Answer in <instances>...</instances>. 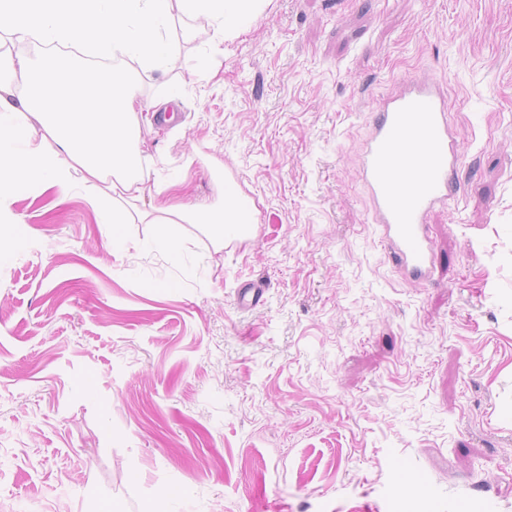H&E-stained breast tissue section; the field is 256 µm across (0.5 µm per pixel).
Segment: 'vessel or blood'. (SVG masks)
<instances>
[{"instance_id": "obj_1", "label": "vessel or blood", "mask_w": 512, "mask_h": 512, "mask_svg": "<svg viewBox=\"0 0 512 512\" xmlns=\"http://www.w3.org/2000/svg\"><path fill=\"white\" fill-rule=\"evenodd\" d=\"M448 103L428 81L409 83L374 110L362 175L374 222L396 267L407 277L430 276V213L454 199L460 153Z\"/></svg>"}]
</instances>
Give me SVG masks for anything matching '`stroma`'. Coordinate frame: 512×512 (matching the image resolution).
<instances>
[{
	"instance_id": "35a3bbf8",
	"label": "stroma",
	"mask_w": 512,
	"mask_h": 512,
	"mask_svg": "<svg viewBox=\"0 0 512 512\" xmlns=\"http://www.w3.org/2000/svg\"><path fill=\"white\" fill-rule=\"evenodd\" d=\"M140 116L165 201L119 243L78 191L12 209L0 246V512H512V0H267L216 43L175 19ZM449 98L457 195L432 277L391 264L361 177L376 103ZM264 285L241 308L244 282Z\"/></svg>"
}]
</instances>
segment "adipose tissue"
<instances>
[{"label":"adipose tissue","instance_id":"1","mask_svg":"<svg viewBox=\"0 0 512 512\" xmlns=\"http://www.w3.org/2000/svg\"><path fill=\"white\" fill-rule=\"evenodd\" d=\"M266 0H0V42L38 41L33 57L0 51V232L17 219V198L50 189L111 183L119 197L100 193L89 203L104 226L127 221L122 200L147 201L157 242L177 248L182 222L225 228L251 223L234 192L224 209L207 213L164 202L155 163L140 147L138 113L153 111L139 90L138 69H163L171 55L165 36L175 14L232 39L244 32ZM87 45L86 54L59 55V47Z\"/></svg>","mask_w":512,"mask_h":512}]
</instances>
